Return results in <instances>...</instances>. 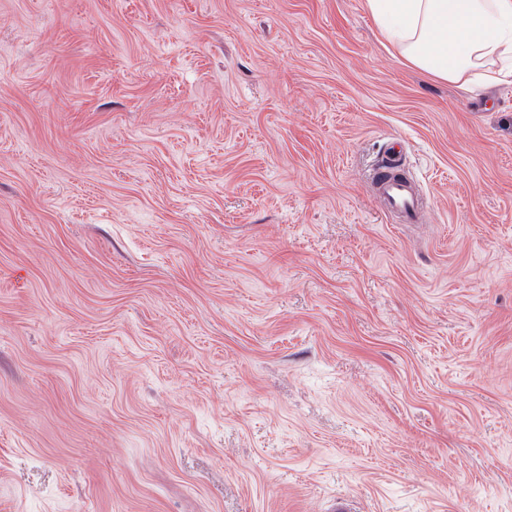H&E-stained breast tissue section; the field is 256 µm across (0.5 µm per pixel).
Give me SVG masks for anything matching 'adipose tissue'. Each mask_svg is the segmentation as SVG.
Segmentation results:
<instances>
[{
	"mask_svg": "<svg viewBox=\"0 0 512 512\" xmlns=\"http://www.w3.org/2000/svg\"><path fill=\"white\" fill-rule=\"evenodd\" d=\"M381 34L412 66L451 84L500 80L512 61V0H366Z\"/></svg>",
	"mask_w": 512,
	"mask_h": 512,
	"instance_id": "adipose-tissue-1",
	"label": "adipose tissue"
}]
</instances>
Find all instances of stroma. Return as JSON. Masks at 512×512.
<instances>
[{"label":"stroma","instance_id":"obj_1","mask_svg":"<svg viewBox=\"0 0 512 512\" xmlns=\"http://www.w3.org/2000/svg\"><path fill=\"white\" fill-rule=\"evenodd\" d=\"M340 497L512 512V81L366 0H0V512ZM403 149L392 143L386 157L374 165L370 184L401 224L425 223L424 200L416 183L404 172Z\"/></svg>","mask_w":512,"mask_h":512}]
</instances>
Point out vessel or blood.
I'll return each instance as SVG.
<instances>
[{
    "label": "vessel or blood",
    "mask_w": 512,
    "mask_h": 512,
    "mask_svg": "<svg viewBox=\"0 0 512 512\" xmlns=\"http://www.w3.org/2000/svg\"><path fill=\"white\" fill-rule=\"evenodd\" d=\"M402 157L401 147L391 145L385 158L374 165L370 184L400 223L421 224L426 216L424 200L416 183L406 175Z\"/></svg>",
    "instance_id": "1"
}]
</instances>
